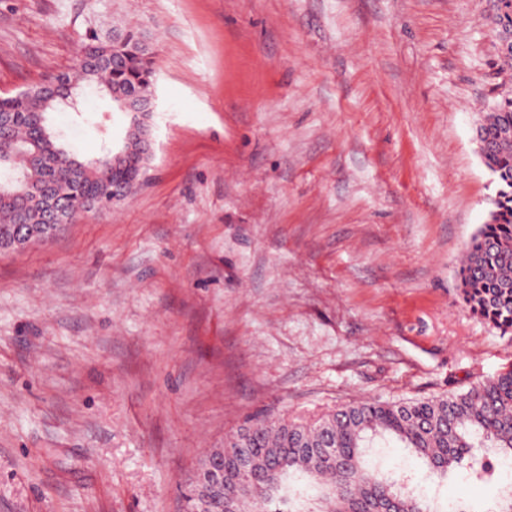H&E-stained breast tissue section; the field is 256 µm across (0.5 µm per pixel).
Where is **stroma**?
Returning <instances> with one entry per match:
<instances>
[{"mask_svg":"<svg viewBox=\"0 0 512 512\" xmlns=\"http://www.w3.org/2000/svg\"><path fill=\"white\" fill-rule=\"evenodd\" d=\"M487 0H0V96L147 32L153 156L124 203L0 252V512H182L267 411L467 389L512 364L460 302L494 193ZM85 156L120 145L57 115Z\"/></svg>","mask_w":512,"mask_h":512,"instance_id":"35a3bbf8","label":"stroma"}]
</instances>
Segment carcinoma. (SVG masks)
<instances>
[{"label":"carcinoma","instance_id":"obj_1","mask_svg":"<svg viewBox=\"0 0 512 512\" xmlns=\"http://www.w3.org/2000/svg\"><path fill=\"white\" fill-rule=\"evenodd\" d=\"M489 23L494 34L512 32V0H491ZM80 89L112 98L131 99L145 112L155 93L156 72L149 46L137 28L121 39L89 25L81 35L79 56L71 72L46 76L40 83L0 97V113L10 124L0 129V177H23L0 197V248L20 250L53 237L93 209L107 210L126 200L139 186L135 167L106 163L111 149L80 161L51 123L54 112H79L49 100L69 80ZM491 146L482 159L496 183L487 221L470 238L457 270L458 288L470 311L501 335H512V88L501 92L478 128ZM54 189L50 210L31 205L33 194ZM55 225L40 236L31 228ZM395 440L422 459L432 475L495 488L490 512H512V482L502 480L504 463H512V364L495 376L462 391L409 401L368 399L339 407L310 420L264 417L242 426L200 460L205 466L224 457L233 468L236 454L250 459L256 483L228 482L215 491L207 482L183 494L184 512H474L457 498L441 504L405 475L370 468L371 448Z\"/></svg>","mask_w":512,"mask_h":512}]
</instances>
